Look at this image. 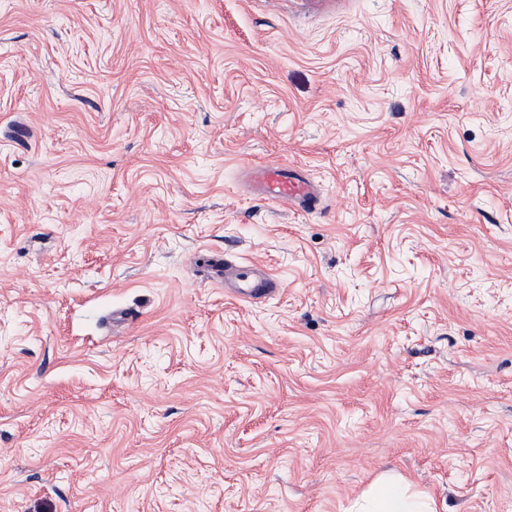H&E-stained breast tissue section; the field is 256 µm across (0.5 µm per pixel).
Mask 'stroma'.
<instances>
[{
  "instance_id": "35a3bbf8",
  "label": "stroma",
  "mask_w": 512,
  "mask_h": 512,
  "mask_svg": "<svg viewBox=\"0 0 512 512\" xmlns=\"http://www.w3.org/2000/svg\"><path fill=\"white\" fill-rule=\"evenodd\" d=\"M389 471L512 512V0H0V512H349ZM243 178L264 201L305 213L322 209L323 196L319 185L296 168L280 162H266L247 167ZM206 266L224 282V292L237 300L256 304L280 292L281 282L261 264H237L224 252H212Z\"/></svg>"
}]
</instances>
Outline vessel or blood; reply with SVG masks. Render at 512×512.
<instances>
[{
	"label": "vessel or blood",
	"mask_w": 512,
	"mask_h": 512,
	"mask_svg": "<svg viewBox=\"0 0 512 512\" xmlns=\"http://www.w3.org/2000/svg\"><path fill=\"white\" fill-rule=\"evenodd\" d=\"M243 178L262 200L295 211L313 213L321 210L323 196L319 185L302 171L280 162H266L248 167ZM207 266L220 278L230 297L252 304L269 300L279 293L281 282L265 266L237 264L226 254L211 253Z\"/></svg>",
	"instance_id": "obj_1"
}]
</instances>
